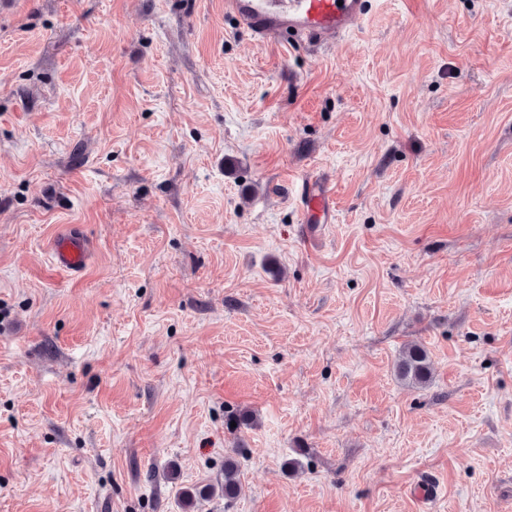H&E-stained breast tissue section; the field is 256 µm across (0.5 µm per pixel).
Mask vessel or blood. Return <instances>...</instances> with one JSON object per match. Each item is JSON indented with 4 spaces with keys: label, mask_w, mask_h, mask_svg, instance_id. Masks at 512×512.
Here are the masks:
<instances>
[{
    "label": "vessel or blood",
    "mask_w": 512,
    "mask_h": 512,
    "mask_svg": "<svg viewBox=\"0 0 512 512\" xmlns=\"http://www.w3.org/2000/svg\"><path fill=\"white\" fill-rule=\"evenodd\" d=\"M224 12L257 38L278 41L291 32L317 46L336 44L367 15L365 0H224ZM292 201L307 237H316L317 225L336 220L335 187L329 176L308 174L296 180ZM88 257L87 239L72 229L61 231L51 246L53 265L65 274L84 270Z\"/></svg>",
    "instance_id": "1"
}]
</instances>
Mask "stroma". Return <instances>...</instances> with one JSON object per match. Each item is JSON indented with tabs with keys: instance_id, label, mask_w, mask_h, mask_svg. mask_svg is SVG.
Masks as SVG:
<instances>
[{
	"instance_id": "stroma-1",
	"label": "stroma",
	"mask_w": 512,
	"mask_h": 512,
	"mask_svg": "<svg viewBox=\"0 0 512 512\" xmlns=\"http://www.w3.org/2000/svg\"><path fill=\"white\" fill-rule=\"evenodd\" d=\"M229 458L193 512H512V0H375L326 51L0 0V512H183ZM292 201L298 209L300 224H306L308 238L318 235L310 224H332L336 221L335 187L329 176L308 174L296 180ZM88 257L87 239L72 229L61 231L51 246L53 265L58 271L65 274L79 273L84 270ZM396 378L407 386L425 387L433 378L427 349L418 343L408 344L395 363Z\"/></svg>"
}]
</instances>
